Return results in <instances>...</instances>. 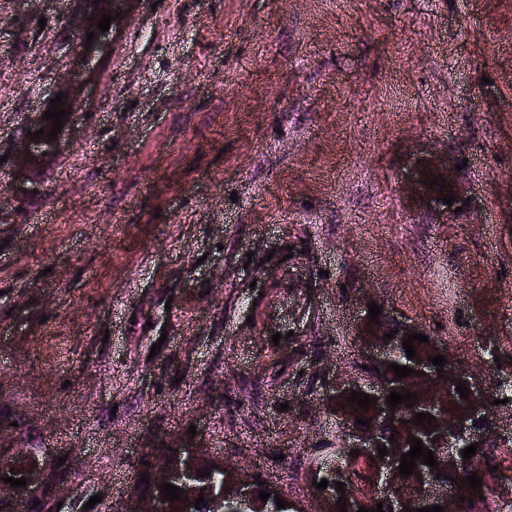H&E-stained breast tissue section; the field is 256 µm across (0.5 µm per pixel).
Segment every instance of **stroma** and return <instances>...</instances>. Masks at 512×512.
<instances>
[{
  "label": "stroma",
  "instance_id": "obj_1",
  "mask_svg": "<svg viewBox=\"0 0 512 512\" xmlns=\"http://www.w3.org/2000/svg\"><path fill=\"white\" fill-rule=\"evenodd\" d=\"M81 5L30 0L22 22L0 0L13 447L68 459L60 512H131L132 461L158 447L210 449L317 512L341 445L327 392L363 375L369 304L468 367L492 363L477 339L512 349V0H135L22 193L9 158ZM431 157L458 165L461 212L407 190Z\"/></svg>",
  "mask_w": 512,
  "mask_h": 512
}]
</instances>
